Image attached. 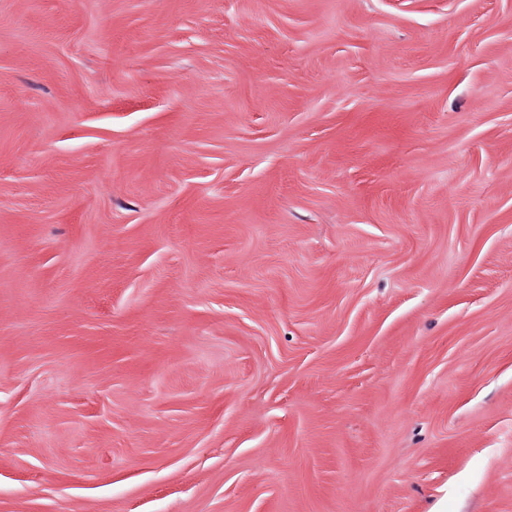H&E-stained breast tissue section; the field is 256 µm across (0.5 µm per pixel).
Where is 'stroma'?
<instances>
[{
    "instance_id": "35a3bbf8",
    "label": "stroma",
    "mask_w": 512,
    "mask_h": 512,
    "mask_svg": "<svg viewBox=\"0 0 512 512\" xmlns=\"http://www.w3.org/2000/svg\"><path fill=\"white\" fill-rule=\"evenodd\" d=\"M0 512H512V0H0Z\"/></svg>"
}]
</instances>
